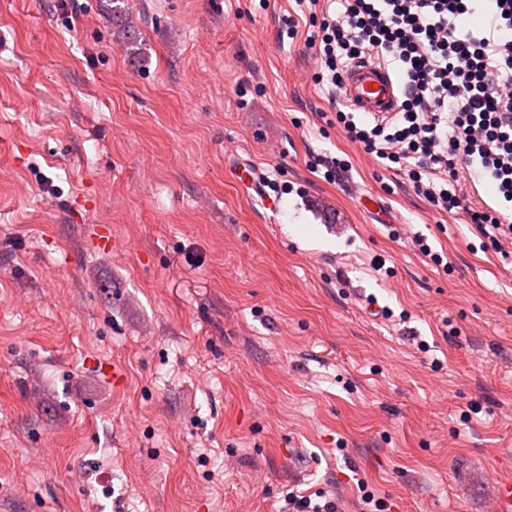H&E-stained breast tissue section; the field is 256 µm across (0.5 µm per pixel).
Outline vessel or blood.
Instances as JSON below:
<instances>
[{"label":"vessel or blood","mask_w":512,"mask_h":512,"mask_svg":"<svg viewBox=\"0 0 512 512\" xmlns=\"http://www.w3.org/2000/svg\"><path fill=\"white\" fill-rule=\"evenodd\" d=\"M341 96L354 111L378 120L388 119L400 101L401 83L381 61L372 58L348 69Z\"/></svg>","instance_id":"b4317fda"}]
</instances>
